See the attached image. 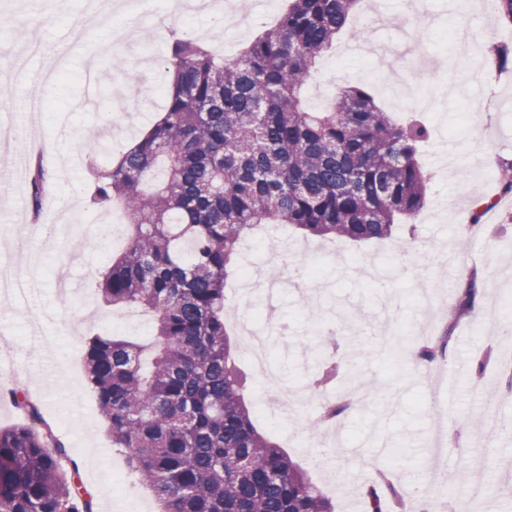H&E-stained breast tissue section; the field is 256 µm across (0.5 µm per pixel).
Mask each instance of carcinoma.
<instances>
[{
  "label": "carcinoma",
  "mask_w": 512,
  "mask_h": 512,
  "mask_svg": "<svg viewBox=\"0 0 512 512\" xmlns=\"http://www.w3.org/2000/svg\"><path fill=\"white\" fill-rule=\"evenodd\" d=\"M357 0H290L279 23L238 58L218 61L194 37L168 46L176 83L159 123L114 165L90 139L92 204L119 206L130 241L99 283L103 298L153 313V336L90 339L85 377L108 421L112 447L157 497L160 512H333L312 479L255 427L246 376L231 355L225 321L227 268L255 225L287 224L352 242L392 235L415 219L427 175L418 161L427 131L395 124L363 88L321 110L300 90L347 25ZM512 68V46L493 47ZM166 161L159 188L146 174ZM47 176L30 170L29 204L42 217ZM456 290L440 334L412 360L446 356L459 319L474 309L476 274ZM24 415L0 429V512H94L66 445L20 388ZM366 512H405L401 486L381 476L361 491Z\"/></svg>",
  "instance_id": "carcinoma-1"
}]
</instances>
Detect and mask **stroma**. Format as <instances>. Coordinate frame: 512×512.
<instances>
[{"label": "stroma", "mask_w": 512, "mask_h": 512, "mask_svg": "<svg viewBox=\"0 0 512 512\" xmlns=\"http://www.w3.org/2000/svg\"><path fill=\"white\" fill-rule=\"evenodd\" d=\"M475 13L455 12V0H428V24L422 30L418 56L438 63L437 77H422L416 58L406 57L398 79H391L374 62L351 51L354 35L342 32L335 46L317 62L302 90L312 109L326 107L341 87L360 86L393 118L417 116L429 137L419 160L431 176L415 230L398 226L392 237L360 246L347 240L323 241L289 232L288 260L278 262L266 238H248L247 250L226 283L235 297L243 273L257 279L279 274L298 279L314 270L315 300L306 311L295 288L279 301L281 329L268 352L279 381L301 396L294 415L281 414L265 398L266 382L254 370L238 331L230 337L235 357L250 384L246 402L258 429L298 462L332 503L335 512H351L359 490L388 466L403 486L431 485L450 476L449 498L466 495L465 466L470 453H483L491 480L476 512H512V497L502 477L512 474V430L498 431L491 445L480 443L486 417L512 421V391L501 380L498 362L512 359V197L500 199L480 223L471 220L470 200L492 196L495 177L471 180L476 167L493 169L495 157L512 158V70L501 72L485 55L487 43L512 45V28L502 27L496 14L485 13L474 0ZM375 8L390 19L378 45L396 51L404 30L398 17L407 15L404 0H357L354 17ZM129 8L118 9L106 21L86 13L83 0H0V87L9 89L14 105L30 94L43 101L42 140L22 143L26 160L40 163L49 176L45 213L53 214L55 236L27 223L17 231L10 208L28 211L29 187L0 189V245L12 250L26 237L29 254L40 262V286L27 299L0 295V394L19 386L37 401L45 419L67 440L70 458L79 466L80 481L93 496L96 512H159L153 493L144 486L128 488L130 474L122 453L113 448L107 423L99 413L85 380L84 354L95 333L145 338L137 324L124 322V310L104 306L96 285L116 251L106 234L86 241L82 254H70L65 242L98 224L101 209L91 207L93 190L86 169L74 167L85 154L87 139L109 126L110 136L128 140L142 136L164 103L153 88L167 81L164 66L173 34L188 33L235 55L259 27L244 18L233 29L235 41L224 43V22L211 9L195 5H162L160 15L145 19L139 46L122 56L141 75L135 94L116 96L122 71L113 57L97 53L99 44L116 37L118 22L129 20ZM69 113L66 139H59L57 115ZM457 148L448 159L443 142ZM476 273L484 290L485 307L462 318L449 355L440 361L451 371L461 363L474 365L483 355L491 361L482 375L467 373L459 398L451 406L433 405L426 389V370L406 364L399 351L380 348L377 338L357 335L359 321L389 324L393 336L408 338L410 327L426 326L435 335L440 314L454 300L460 274ZM44 312L39 330H32L25 308ZM335 324L337 343L322 345L315 337L317 322ZM55 336L53 347H42L38 335ZM325 362L356 364L358 380L370 394L355 398L333 426L312 429L308 407L315 398L306 388L311 365ZM446 432L448 445L439 464L426 460V439L434 430ZM335 437L337 447L324 458L318 439Z\"/></svg>", "instance_id": "35a3bbf8"}]
</instances>
